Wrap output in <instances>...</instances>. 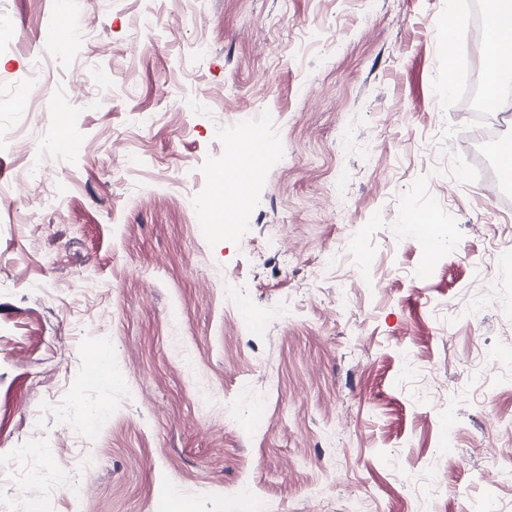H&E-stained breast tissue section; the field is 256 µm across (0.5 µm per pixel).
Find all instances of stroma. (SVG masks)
I'll list each match as a JSON object with an SVG mask.
<instances>
[{
    "mask_svg": "<svg viewBox=\"0 0 512 512\" xmlns=\"http://www.w3.org/2000/svg\"><path fill=\"white\" fill-rule=\"evenodd\" d=\"M489 3L0 5V456L27 451L0 512H33L50 485L53 512L512 505L495 482L512 459V261L495 256L512 188L487 196L462 91L497 79L471 52ZM58 9L84 46L43 34ZM64 95L63 119L49 105ZM255 99L262 173L235 225L201 233L191 201ZM61 134L71 151L48 152ZM272 230L273 251L251 248ZM484 352L499 358L480 369ZM102 354L123 383L94 377ZM256 403L259 425L224 414Z\"/></svg>",
    "mask_w": 512,
    "mask_h": 512,
    "instance_id": "35a3bbf8",
    "label": "stroma"
}]
</instances>
